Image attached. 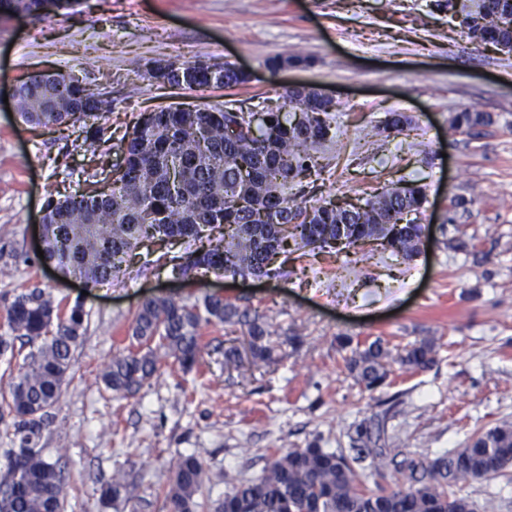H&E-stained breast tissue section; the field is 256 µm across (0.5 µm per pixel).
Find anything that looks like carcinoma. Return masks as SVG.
I'll list each match as a JSON object with an SVG mask.
<instances>
[{
  "label": "carcinoma",
  "instance_id": "cac0c4a2",
  "mask_svg": "<svg viewBox=\"0 0 512 512\" xmlns=\"http://www.w3.org/2000/svg\"><path fill=\"white\" fill-rule=\"evenodd\" d=\"M78 0H0V18L26 15L41 20L68 10ZM460 25L475 43H491L512 52V0H468ZM171 71L149 74L188 90L216 86L214 72L191 61L169 62ZM184 80H178V73ZM21 120L33 128L65 131L79 126L81 147L96 154L104 129L90 124L99 114L86 111V89L62 73L42 84L17 85ZM281 105L265 113L268 121L252 132L239 113L221 107L166 109L143 115L124 134L122 161L112 165V188L101 193L95 183L81 193L49 197L44 216V259L61 263L65 273L85 277L89 286L124 277L126 258L144 241L160 245L179 238L188 246L179 257L163 253L157 264H175L181 278L201 273L233 277L276 275V256L307 249L341 253L350 247L378 242L411 260L421 253V224L398 223L406 210L416 211L426 199L418 184L387 188L363 204L333 201L312 204L291 192L295 181L319 174L315 147L333 137L332 122L339 106L313 91L286 89ZM493 123L492 115L464 110L450 119L453 129L470 136ZM411 119L393 112L389 132L400 134ZM448 223L454 235L447 247L473 258L490 259L458 219L470 214L472 201L449 198ZM9 331L0 335V354L15 349L18 340L33 344L47 337L25 358L22 377L11 383L8 412L0 422L13 428L15 447L8 450V467L0 478V499L8 512H62L60 459L44 455L39 442L52 423L57 402L71 367L72 349L82 337L85 312L75 304L61 317L42 288L14 296L5 309ZM246 326L251 363L273 360L268 324L258 313L206 295L191 305L154 296L141 302L130 325V344L98 375L114 396L135 395L158 369L160 359L183 371L192 369L202 351L200 322ZM351 348L347 367L357 382L375 390L388 377V351L376 340L365 349L352 347L349 336L338 337ZM401 365L426 370L436 363L429 342L414 344L399 357ZM10 422H5V418ZM351 458L326 450L316 442L270 456L261 476L238 482L212 502L211 512H474L464 485L486 479L512 466V424L477 431L464 447L434 458L406 457L395 464L393 487L376 491L362 486L353 463L372 456L377 472L389 464L387 453L363 443ZM210 478L194 454L180 456L166 490L168 512H198L199 499L210 492ZM126 486L115 476L103 491L109 504Z\"/></svg>",
  "mask_w": 512,
  "mask_h": 512
}]
</instances>
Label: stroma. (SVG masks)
<instances>
[{"instance_id":"obj_1","label":"stroma","mask_w":512,"mask_h":512,"mask_svg":"<svg viewBox=\"0 0 512 512\" xmlns=\"http://www.w3.org/2000/svg\"><path fill=\"white\" fill-rule=\"evenodd\" d=\"M174 59L227 62L251 77L190 91L143 69ZM42 70L106 91L112 109L99 123L113 141L141 114L167 107L258 111L278 105L285 85L321 89L341 108L335 137L318 148L313 198L354 201L418 183L427 201L416 220L429 233L427 253L412 261L359 247L294 253L279 275L210 273L192 285L171 282L147 243L121 280L90 289L39 260L34 228L48 196L80 190L102 166L59 134L21 123L0 100V334L5 305L27 288H43L60 313L78 302L86 312L40 441L62 458L63 512H167L161 491L187 452L217 496L231 479L259 477L274 450L316 442L349 452L361 424L371 447L429 456L512 424V54L471 42L447 0H79L73 13L44 21L0 19V97ZM465 108L493 117L478 137L450 127ZM392 112L410 116V129L384 132ZM454 194L473 200L469 233L495 246L483 265L445 246ZM208 294L264 316L274 363L225 364L226 347L246 348L245 331L204 322L193 372L163 364L135 396L111 397L98 374L129 345L141 300L192 304ZM294 332L303 338L296 349ZM341 334L363 347L382 340L391 356L383 386L357 383L336 343ZM423 340L434 344L436 364L401 367L402 349ZM116 473L126 490L103 505L101 487ZM464 492L475 512L489 499L512 512V468Z\"/></svg>"}]
</instances>
